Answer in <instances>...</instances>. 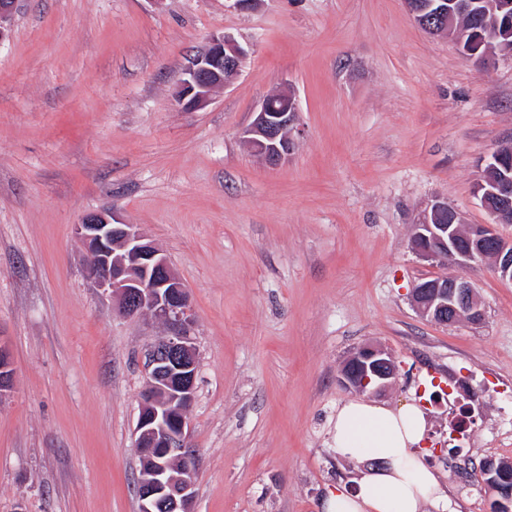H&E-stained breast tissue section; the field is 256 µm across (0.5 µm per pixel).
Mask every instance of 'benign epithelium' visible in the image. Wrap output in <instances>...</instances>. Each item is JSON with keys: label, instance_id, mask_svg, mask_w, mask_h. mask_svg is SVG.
Returning <instances> with one entry per match:
<instances>
[{"label": "benign epithelium", "instance_id": "obj_1", "mask_svg": "<svg viewBox=\"0 0 512 512\" xmlns=\"http://www.w3.org/2000/svg\"><path fill=\"white\" fill-rule=\"evenodd\" d=\"M15 4L16 0H0V41ZM405 4L417 24L433 35L449 36L456 17L478 14L483 24L479 36H512V5L504 0H405ZM246 55L232 36H212L185 69L177 100L188 109L205 107L216 89L229 86L240 75ZM298 112L294 94L269 95L244 131V142L268 165H280L294 149L291 132ZM510 153L512 142L497 148L477 182L476 195L492 223L465 225L448 202L437 200L415 225L412 243L420 257L455 268L490 260L499 277L512 281V241L495 231L497 224H512V166L506 159ZM75 235L91 255L88 278L118 297L115 313L127 319L150 315L166 328L147 353L148 380L140 394L135 426L136 446L145 465L137 489L139 512H157L162 503L173 512H192L197 467L191 464L196 454L188 445V412L195 399L198 358L189 336L192 313L187 288L154 242L137 225L116 221L110 211L85 215L75 225ZM411 302L421 317L442 325L479 323L484 318L474 288L460 276L418 283ZM0 355L4 357L1 399L11 387L12 369L2 348ZM347 363L349 369L341 370L346 388L363 392L370 384L378 393L398 376L392 354L378 345L357 349ZM165 458L179 459L184 467L173 470L161 463Z\"/></svg>", "mask_w": 512, "mask_h": 512}]
</instances>
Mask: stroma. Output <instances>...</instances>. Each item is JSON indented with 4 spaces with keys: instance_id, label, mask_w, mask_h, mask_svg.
<instances>
[{
    "instance_id": "1",
    "label": "stroma",
    "mask_w": 512,
    "mask_h": 512,
    "mask_svg": "<svg viewBox=\"0 0 512 512\" xmlns=\"http://www.w3.org/2000/svg\"><path fill=\"white\" fill-rule=\"evenodd\" d=\"M239 77L184 110L174 92L211 36ZM293 92L295 147L272 167L242 138ZM512 141V54L466 60L404 0H17L0 43V512H139L134 428L149 316L123 319L85 275L74 226L112 210L191 297L194 512H322L358 463L330 446L347 356L393 354L377 402L418 404L453 512H492L472 471L512 461V282L465 269L481 323L422 318L411 290L451 267L412 248L435 200L466 224Z\"/></svg>"
}]
</instances>
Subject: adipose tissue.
Returning a JSON list of instances; mask_svg holds the SVG:
<instances>
[{"instance_id":"adipose-tissue-1","label":"adipose tissue","mask_w":512,"mask_h":512,"mask_svg":"<svg viewBox=\"0 0 512 512\" xmlns=\"http://www.w3.org/2000/svg\"><path fill=\"white\" fill-rule=\"evenodd\" d=\"M425 414L416 404L390 408L351 401L336 412L332 444L338 456L363 463L353 485L337 483L324 512H447L450 488L429 467L420 446Z\"/></svg>"}]
</instances>
